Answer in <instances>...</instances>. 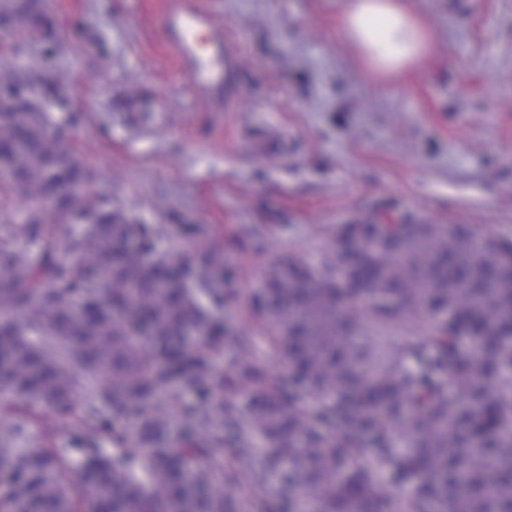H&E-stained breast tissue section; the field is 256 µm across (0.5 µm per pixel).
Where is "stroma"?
<instances>
[{"mask_svg": "<svg viewBox=\"0 0 512 512\" xmlns=\"http://www.w3.org/2000/svg\"><path fill=\"white\" fill-rule=\"evenodd\" d=\"M342 2L199 0L241 55L223 112L193 93L160 0H49L71 36L29 58L78 115L89 195L162 227L160 249L223 255L218 367L252 360L270 388L285 365L248 295L272 259L319 263L336 225L379 213L512 237V0H409L434 48L379 81L341 37ZM0 416L75 462L67 420L3 393ZM218 455L240 512L277 487L238 466L233 440Z\"/></svg>", "mask_w": 512, "mask_h": 512, "instance_id": "1", "label": "stroma"}]
</instances>
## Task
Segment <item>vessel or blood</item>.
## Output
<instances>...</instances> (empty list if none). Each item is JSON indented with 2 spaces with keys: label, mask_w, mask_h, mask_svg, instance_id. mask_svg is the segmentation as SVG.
I'll return each mask as SVG.
<instances>
[{
  "label": "vessel or blood",
  "mask_w": 512,
  "mask_h": 512,
  "mask_svg": "<svg viewBox=\"0 0 512 512\" xmlns=\"http://www.w3.org/2000/svg\"><path fill=\"white\" fill-rule=\"evenodd\" d=\"M164 29L168 43L180 64L188 68L197 92L220 97L228 90L238 71V52L225 35L213 13L196 0H179L164 10ZM208 33L207 43H200V33Z\"/></svg>",
  "instance_id": "vessel-or-blood-1"
}]
</instances>
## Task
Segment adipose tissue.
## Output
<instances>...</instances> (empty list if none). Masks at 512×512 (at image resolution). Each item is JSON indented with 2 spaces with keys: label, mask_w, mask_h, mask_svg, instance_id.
Wrapping results in <instances>:
<instances>
[{
  "label": "adipose tissue",
  "mask_w": 512,
  "mask_h": 512,
  "mask_svg": "<svg viewBox=\"0 0 512 512\" xmlns=\"http://www.w3.org/2000/svg\"><path fill=\"white\" fill-rule=\"evenodd\" d=\"M342 38L370 74L396 75L415 67L433 46L426 27L402 0H344Z\"/></svg>",
  "instance_id": "ef3b65f1"
}]
</instances>
